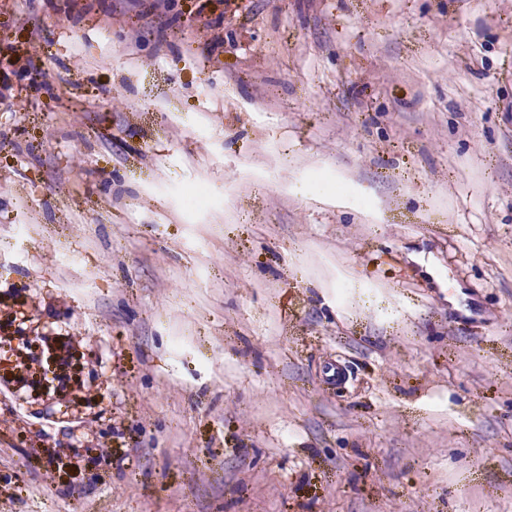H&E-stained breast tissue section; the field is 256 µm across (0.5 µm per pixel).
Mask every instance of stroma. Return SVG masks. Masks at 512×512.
Returning a JSON list of instances; mask_svg holds the SVG:
<instances>
[{
	"instance_id": "stroma-1",
	"label": "stroma",
	"mask_w": 512,
	"mask_h": 512,
	"mask_svg": "<svg viewBox=\"0 0 512 512\" xmlns=\"http://www.w3.org/2000/svg\"><path fill=\"white\" fill-rule=\"evenodd\" d=\"M0 512H512V0H0Z\"/></svg>"
}]
</instances>
